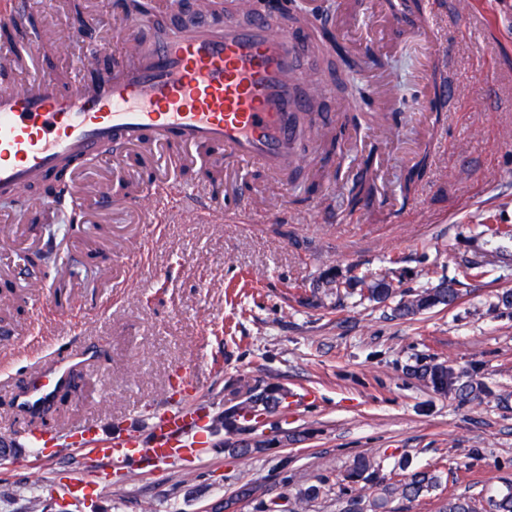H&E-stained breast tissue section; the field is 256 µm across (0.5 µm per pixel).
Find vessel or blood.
Listing matches in <instances>:
<instances>
[{"label":"vessel or blood","mask_w":512,"mask_h":512,"mask_svg":"<svg viewBox=\"0 0 512 512\" xmlns=\"http://www.w3.org/2000/svg\"><path fill=\"white\" fill-rule=\"evenodd\" d=\"M393 18L398 31L444 57L430 26L413 25L401 12ZM0 19L17 40L27 39L23 0H0ZM141 26L140 18L121 16L124 49L94 47L99 67L68 87L45 70L22 90L0 88V200H19L27 186L57 178L67 164L98 158L107 143L114 147L112 162L118 168L131 154L148 160L160 145L168 148L175 166L213 149L222 150L228 170L246 160L278 175L289 162L302 161L304 151L293 147L294 119L310 111L318 94L300 69L301 61L312 57L306 32L274 27L258 10L245 23L212 20L152 41L142 37ZM176 193L172 183L159 182L125 203L152 222L159 201ZM181 205L238 224L248 221L246 209L226 207L219 184L202 195L182 196ZM71 366V357L53 358L47 381L25 395L20 410L49 401ZM205 430L201 409L183 404L154 416L145 447L131 435L101 440L88 425L61 434L34 429L30 443L44 453L64 443L79 445L96 456L140 466L188 460Z\"/></svg>","instance_id":"vessel-or-blood-1"}]
</instances>
